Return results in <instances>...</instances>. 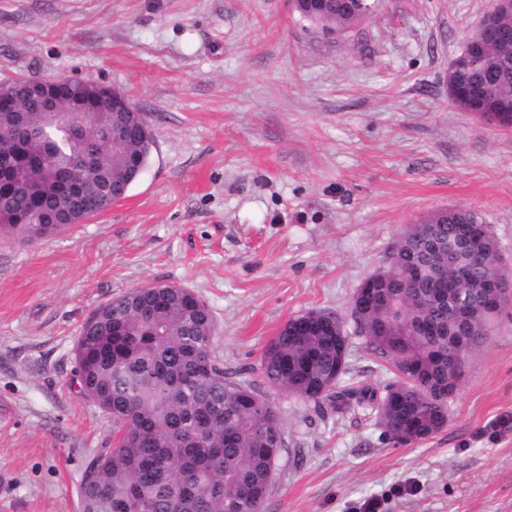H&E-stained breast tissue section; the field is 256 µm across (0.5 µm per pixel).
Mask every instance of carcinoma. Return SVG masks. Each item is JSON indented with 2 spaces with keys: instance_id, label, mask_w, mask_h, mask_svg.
<instances>
[{
  "instance_id": "obj_1",
  "label": "carcinoma",
  "mask_w": 512,
  "mask_h": 512,
  "mask_svg": "<svg viewBox=\"0 0 512 512\" xmlns=\"http://www.w3.org/2000/svg\"><path fill=\"white\" fill-rule=\"evenodd\" d=\"M367 2L347 10L334 7L300 17L332 33L357 25L369 12ZM481 59L458 73L461 82L484 86L486 106L498 125L512 127V40L484 44ZM60 97L61 113L48 115L32 103L27 122L10 127L0 109V165L32 166L43 142L53 147L41 179L57 181L69 171L74 154L101 148L98 163L82 175L81 193L69 200L42 197L30 185L0 184V218L14 215L21 224H2L0 232L34 243L95 216L112 206V184H134L127 155L148 165L154 136L148 124L131 130L121 149L104 145L116 130L110 112H69ZM68 210L66 224H46L49 213ZM480 225L493 247L477 260L469 257L462 228ZM423 270L411 286L406 273ZM507 274L498 243L480 217L465 207L433 211L408 225L392 248L387 264L371 275L383 279L386 304L352 320L355 335L365 339L394 378L376 388L344 382L349 353H339L336 338L324 331L295 329L289 319L265 347L260 370L275 390L308 402L318 411L342 417L358 408L376 412L377 421L416 424L412 443L434 436L448 424V399L465 377L474 351L490 336L505 310L484 308L481 284ZM473 313L467 341L448 360V305ZM216 328L206 303L190 302L189 290L134 288L97 307L83 324L76 343L80 394L95 398L112 428V447L98 453L93 485L84 492L95 500V512H265L266 476L272 454L260 434H283L275 403L267 396L257 411L247 399L255 388L224 376L213 360L210 377L198 367L202 353H214ZM323 383L311 395L308 387ZM401 392L407 403L386 405L388 394Z\"/></svg>"
}]
</instances>
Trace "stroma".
Returning a JSON list of instances; mask_svg holds the SVG:
<instances>
[{"label":"stroma","mask_w":512,"mask_h":512,"mask_svg":"<svg viewBox=\"0 0 512 512\" xmlns=\"http://www.w3.org/2000/svg\"><path fill=\"white\" fill-rule=\"evenodd\" d=\"M333 34L290 0H0V85L69 76L123 92L151 159L105 213L33 243L0 233V512H79L111 447L78 393L100 304L148 283L196 293L227 376L270 393L285 447L265 512H512V315L474 355L448 425L386 444L363 413L270 391L260 357L290 318L347 317L402 229L476 210L512 271V129L449 99L450 61L491 0H369ZM350 378L383 386L364 339Z\"/></svg>","instance_id":"obj_1"}]
</instances>
